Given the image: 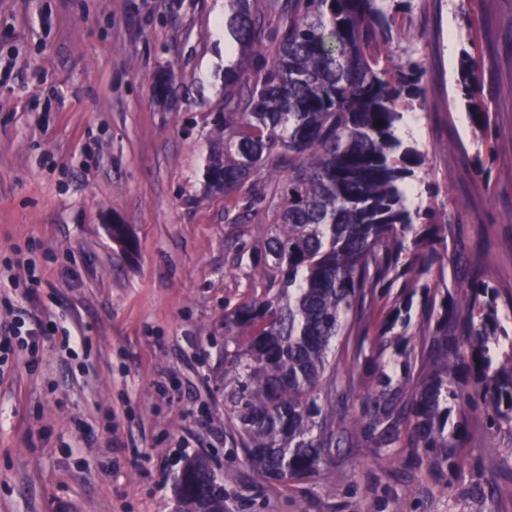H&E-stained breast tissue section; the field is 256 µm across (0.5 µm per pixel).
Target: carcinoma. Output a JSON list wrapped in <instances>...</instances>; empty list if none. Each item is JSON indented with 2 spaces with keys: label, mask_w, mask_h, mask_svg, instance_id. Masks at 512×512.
Masks as SVG:
<instances>
[{
  "label": "carcinoma",
  "mask_w": 512,
  "mask_h": 512,
  "mask_svg": "<svg viewBox=\"0 0 512 512\" xmlns=\"http://www.w3.org/2000/svg\"><path fill=\"white\" fill-rule=\"evenodd\" d=\"M224 0V35L239 50L224 68L221 146L209 156L206 187L231 196L251 185L270 227L241 248L248 291L224 313V410L245 465L280 483L314 476L334 448H397L402 438L462 484L458 449L512 432V327L500 293L476 268L436 303L444 264L425 247L444 224L412 206L411 182L426 155L398 134L425 104L424 64L405 28L413 0ZM270 45H265L264 41ZM479 62L462 51L461 98L490 145ZM176 73L153 77L167 99ZM424 294L420 328L389 337L408 310L394 301L366 362L372 386L346 408L340 359L358 361L375 310L396 282ZM183 466L177 512L224 500V480Z\"/></svg>",
  "instance_id": "1"
}]
</instances>
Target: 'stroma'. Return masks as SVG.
<instances>
[{"mask_svg": "<svg viewBox=\"0 0 512 512\" xmlns=\"http://www.w3.org/2000/svg\"><path fill=\"white\" fill-rule=\"evenodd\" d=\"M223 17L224 0H0V266L16 245L35 260L41 287L9 297L44 330L0 367V512H176L197 455L224 478V512H512L506 430L467 449L472 481L449 488L406 448H341L288 484L243 465L224 415V307L245 292L237 248L268 218L257 206L235 223L249 190L204 188ZM407 31L426 69L419 192L446 222L435 248L464 251L511 296L512 0H414ZM452 47L482 62L497 130L485 180ZM167 67L173 103L152 90Z\"/></svg>", "mask_w": 512, "mask_h": 512, "instance_id": "stroma-1", "label": "stroma"}]
</instances>
